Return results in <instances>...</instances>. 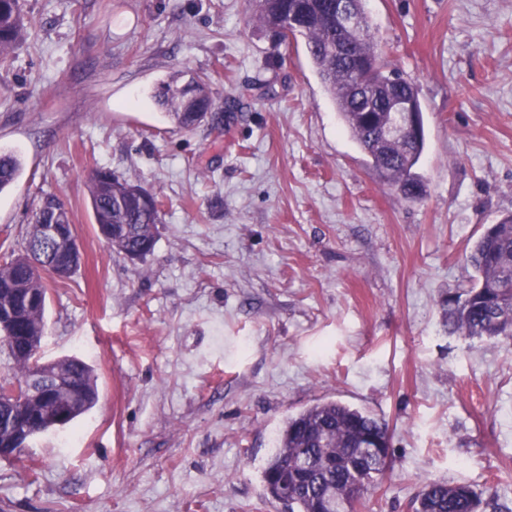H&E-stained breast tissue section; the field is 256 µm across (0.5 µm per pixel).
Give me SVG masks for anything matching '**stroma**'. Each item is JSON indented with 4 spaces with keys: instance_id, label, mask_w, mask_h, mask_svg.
<instances>
[{
    "instance_id": "obj_1",
    "label": "stroma",
    "mask_w": 512,
    "mask_h": 512,
    "mask_svg": "<svg viewBox=\"0 0 512 512\" xmlns=\"http://www.w3.org/2000/svg\"><path fill=\"white\" fill-rule=\"evenodd\" d=\"M0 56V264L47 194L82 253L48 285L39 357L93 366L79 435L0 459V512H284L261 469L283 421L336 400L384 418L394 463L361 512H412L429 479L512 502V341L449 333L471 245L512 212V0H368L384 60L418 89L426 193L368 166L303 44L245 0H21ZM205 78L222 125L152 98ZM95 167L161 202L154 252L94 226ZM22 161L13 152L0 150V193L12 186L22 171Z\"/></svg>"
}]
</instances>
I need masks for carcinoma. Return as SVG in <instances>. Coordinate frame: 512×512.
Here are the masks:
<instances>
[{"instance_id":"carcinoma-1","label":"carcinoma","mask_w":512,"mask_h":512,"mask_svg":"<svg viewBox=\"0 0 512 512\" xmlns=\"http://www.w3.org/2000/svg\"><path fill=\"white\" fill-rule=\"evenodd\" d=\"M355 18L353 25L336 24V0H247L249 18L274 31L280 43L290 46L301 37L310 61L351 138L368 158L377 175L400 195L415 201L424 194L418 172L423 158L425 129L417 134L385 137L383 129L396 119L392 106L411 101L421 107L414 84L395 71H386L371 33L366 0H345ZM20 0H0V56L12 52L25 39ZM155 103L181 129L193 128L200 112L213 111L206 82L183 84L171 75L159 83ZM13 152L0 150V193L12 186L22 171ZM87 190L99 236L112 250L144 258L153 253L161 208L140 184L94 168L87 175ZM68 212L53 196L41 200L31 218L29 235L37 225ZM56 258L28 257L0 266V307L13 301L23 288L34 291L37 301L14 309L7 324L11 336H42L45 332L46 279L53 278ZM469 262L476 272L472 285L448 295L442 307L448 331L471 338L493 336L512 341V213L491 225L474 242ZM70 375L84 396L83 408L71 417L77 421L94 408L99 394L92 368L79 358H65L47 366ZM39 413L30 424L37 437L45 432L47 405L26 400ZM388 423L370 413L336 400L320 401L286 418L276 448L263 469L270 497L288 512H358L364 493L390 469L393 454L386 445ZM303 476L306 488L295 497H283V472ZM414 512H512V507L492 499L466 483L428 480L421 486Z\"/></svg>"}]
</instances>
